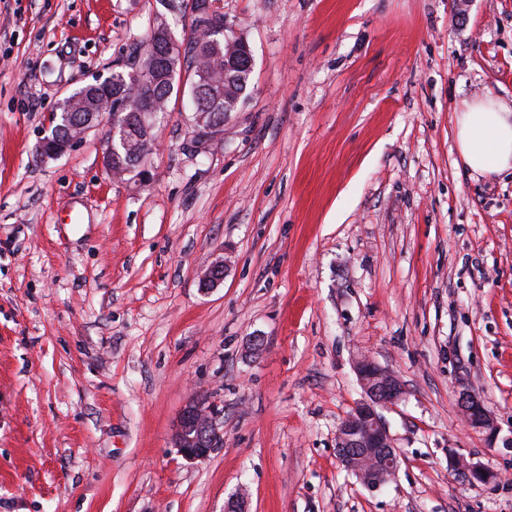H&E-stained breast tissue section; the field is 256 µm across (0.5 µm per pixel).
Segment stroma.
<instances>
[{
  "mask_svg": "<svg viewBox=\"0 0 512 512\" xmlns=\"http://www.w3.org/2000/svg\"><path fill=\"white\" fill-rule=\"evenodd\" d=\"M182 2L0 0V512H512V174L455 138L512 104V0H212L253 58L218 138L181 91L145 184L103 169L105 122L36 160L65 97L190 36ZM361 351L405 388L376 491L336 456ZM195 398L224 412L203 461L175 446ZM459 409L465 423L476 430L486 433L488 438L496 434V425L484 403L475 394L465 391L460 395ZM448 467L457 476L474 484L487 483L494 479L491 472L453 450L448 453Z\"/></svg>",
  "mask_w": 512,
  "mask_h": 512,
  "instance_id": "35a3bbf8",
  "label": "stroma"
}]
</instances>
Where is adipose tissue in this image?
Segmentation results:
<instances>
[{
  "label": "adipose tissue",
  "instance_id": "adipose-tissue-1",
  "mask_svg": "<svg viewBox=\"0 0 512 512\" xmlns=\"http://www.w3.org/2000/svg\"><path fill=\"white\" fill-rule=\"evenodd\" d=\"M462 163L478 174L512 170V107L487 98L467 103L456 120Z\"/></svg>",
  "mask_w": 512,
  "mask_h": 512
}]
</instances>
